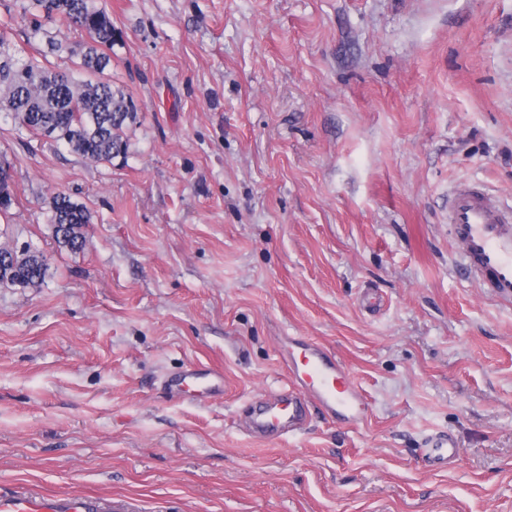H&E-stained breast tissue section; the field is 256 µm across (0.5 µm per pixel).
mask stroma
Here are the masks:
<instances>
[{
	"instance_id": "35a3bbf8",
	"label": "stroma",
	"mask_w": 512,
	"mask_h": 512,
	"mask_svg": "<svg viewBox=\"0 0 512 512\" xmlns=\"http://www.w3.org/2000/svg\"><path fill=\"white\" fill-rule=\"evenodd\" d=\"M125 158L0 114L21 199L0 242L48 259L0 288V489L133 512H512V304L460 270L448 194L512 204V0H107ZM91 214L58 248L44 201ZM369 403L248 434L282 337ZM223 396H170L187 366ZM459 460L426 467L428 437ZM198 385L206 397L224 393V374L221 371L191 366L165 380V386L173 396H182L188 387Z\"/></svg>"
}]
</instances>
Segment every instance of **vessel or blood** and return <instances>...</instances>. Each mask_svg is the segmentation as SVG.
Listing matches in <instances>:
<instances>
[{"label": "vessel or blood", "mask_w": 512, "mask_h": 512, "mask_svg": "<svg viewBox=\"0 0 512 512\" xmlns=\"http://www.w3.org/2000/svg\"><path fill=\"white\" fill-rule=\"evenodd\" d=\"M448 225L462 270L497 299L512 303V208L501 206L481 185L458 186L448 197ZM280 353L288 366L289 392L257 397L249 428L255 436L271 437L303 425L312 410L348 425L364 421L369 405L357 383L336 355L320 343L284 338ZM200 386L205 396L223 393L222 372L197 366L169 376L175 396ZM458 455L453 438L430 437L425 459L429 467L447 466ZM111 500L87 495L55 496L18 486L0 490V512H112Z\"/></svg>", "instance_id": "1"}]
</instances>
